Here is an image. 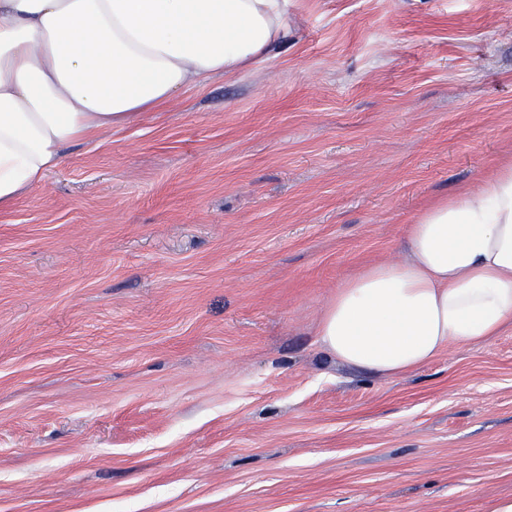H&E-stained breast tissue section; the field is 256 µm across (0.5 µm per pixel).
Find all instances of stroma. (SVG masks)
Instances as JSON below:
<instances>
[{
    "label": "stroma",
    "mask_w": 512,
    "mask_h": 512,
    "mask_svg": "<svg viewBox=\"0 0 512 512\" xmlns=\"http://www.w3.org/2000/svg\"><path fill=\"white\" fill-rule=\"evenodd\" d=\"M253 69L0 210V512H488L512 329L400 375L316 336L512 154V0H289Z\"/></svg>",
    "instance_id": "obj_1"
}]
</instances>
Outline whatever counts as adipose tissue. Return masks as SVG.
<instances>
[{"label": "adipose tissue", "instance_id": "adipose-tissue-1", "mask_svg": "<svg viewBox=\"0 0 512 512\" xmlns=\"http://www.w3.org/2000/svg\"><path fill=\"white\" fill-rule=\"evenodd\" d=\"M289 34L288 0H0V210L67 147L270 58ZM403 237L404 258L337 289L317 329L327 351L398 375L512 326V158L429 202Z\"/></svg>", "mask_w": 512, "mask_h": 512}]
</instances>
